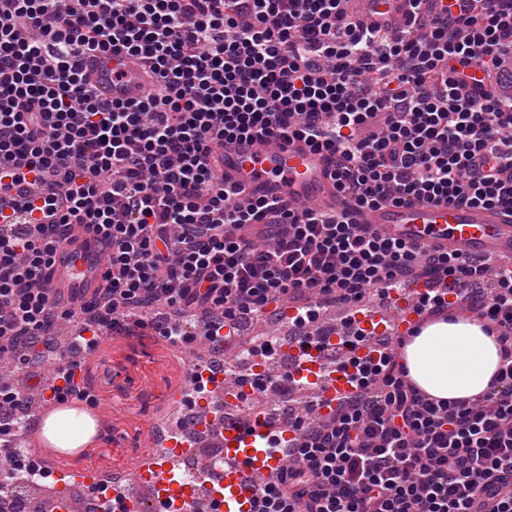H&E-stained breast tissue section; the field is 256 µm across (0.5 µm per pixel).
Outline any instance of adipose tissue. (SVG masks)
Instances as JSON below:
<instances>
[{
  "label": "adipose tissue",
  "instance_id": "adipose-tissue-1",
  "mask_svg": "<svg viewBox=\"0 0 512 512\" xmlns=\"http://www.w3.org/2000/svg\"><path fill=\"white\" fill-rule=\"evenodd\" d=\"M410 379L430 396L451 400L481 394L495 375L499 350L479 323L439 319L424 326L404 348Z\"/></svg>",
  "mask_w": 512,
  "mask_h": 512
}]
</instances>
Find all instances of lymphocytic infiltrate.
<instances>
[{"mask_svg":"<svg viewBox=\"0 0 512 512\" xmlns=\"http://www.w3.org/2000/svg\"><path fill=\"white\" fill-rule=\"evenodd\" d=\"M0 0V354L48 343L60 318L47 288L73 227L106 240L107 286L87 327L152 306L153 329L191 342L298 300L414 278L467 287L500 366L479 396L442 401L393 355L348 361L356 393L307 425L254 512H512V265L497 290L483 259L395 241L287 199H240L209 164L214 143L299 137L326 151L354 207L426 202L512 211V0H410L398 33L347 17L342 0ZM121 50L156 79L135 103L99 98L83 74ZM0 422L11 492L40 477Z\"/></svg>","mask_w":512,"mask_h":512,"instance_id":"lymphocytic-infiltrate-1","label":"lymphocytic infiltrate"}]
</instances>
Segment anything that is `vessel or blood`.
<instances>
[{
    "label": "vessel or blood",
    "mask_w": 512,
    "mask_h": 512,
    "mask_svg": "<svg viewBox=\"0 0 512 512\" xmlns=\"http://www.w3.org/2000/svg\"><path fill=\"white\" fill-rule=\"evenodd\" d=\"M408 5V0H343L348 16L393 30L404 24ZM85 74L97 94L115 102L138 101L155 89L153 77L122 53H99L87 58ZM210 161L223 173L227 184L242 187L252 195L285 197L329 213H346L353 223L368 225L387 238L491 262L512 255V217L497 209L429 203L352 209L349 200L336 189L326 152L301 138L284 142L266 136L229 140L212 149ZM105 253L106 246L97 235L82 230L71 233L51 267L49 288L58 307L80 306L103 287ZM428 288V283L421 282L411 289L392 290L390 312L356 307L353 318L372 339L389 332L409 335L427 320L415 299ZM365 352V347L352 346L343 330L326 348L311 351L289 344V396L304 395L305 407L328 418L351 391L341 363L349 354ZM234 354L235 362L225 369L226 383L216 393L225 403L223 421L213 425L219 454L196 449L202 470L191 477L179 467V451L157 453L128 474L120 492L123 501L137 504L141 512H253L257 477L270 476L280 468L281 450L293 439L294 432L259 408L268 374L256 369L245 377L237 369L238 362L256 361L257 352L245 346L235 349ZM64 386L63 380L53 376L31 387L36 405L19 430L21 439L30 446L38 444L35 418L76 405V398L61 396ZM30 505L31 512L80 509L63 483L44 495L32 493Z\"/></svg>",
    "instance_id": "1"
}]
</instances>
